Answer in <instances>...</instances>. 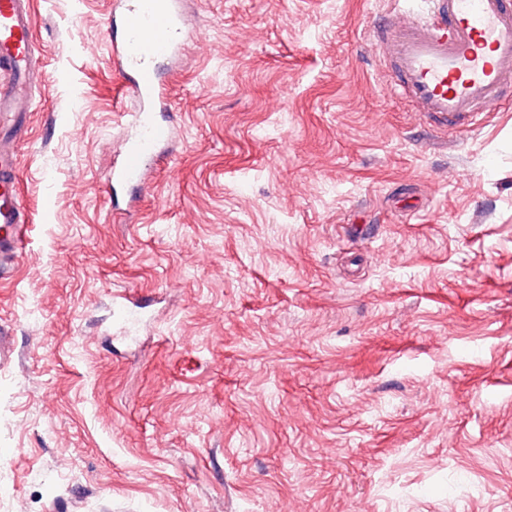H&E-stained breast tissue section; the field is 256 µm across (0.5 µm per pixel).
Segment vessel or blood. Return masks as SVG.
Wrapping results in <instances>:
<instances>
[{
    "mask_svg": "<svg viewBox=\"0 0 512 512\" xmlns=\"http://www.w3.org/2000/svg\"><path fill=\"white\" fill-rule=\"evenodd\" d=\"M374 34L391 91L441 131L476 125L481 113L512 87V0H403ZM122 41L115 65L126 92L142 102L136 133L112 172L116 183L146 187L151 166L175 128L162 111L169 104L159 77L161 61L174 58L186 38L181 0H119ZM35 56L29 0H0V112L22 115L32 104ZM17 146L0 139V255L25 248Z\"/></svg>",
    "mask_w": 512,
    "mask_h": 512,
    "instance_id": "vessel-or-blood-1",
    "label": "vessel or blood"
}]
</instances>
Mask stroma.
<instances>
[{
    "mask_svg": "<svg viewBox=\"0 0 512 512\" xmlns=\"http://www.w3.org/2000/svg\"><path fill=\"white\" fill-rule=\"evenodd\" d=\"M116 0H31L48 78L0 280V473L25 512H512V108L434 131L394 0H182L139 201ZM128 295L129 323L113 306Z\"/></svg>",
    "mask_w": 512,
    "mask_h": 512,
    "instance_id": "obj_1",
    "label": "stroma"
}]
</instances>
